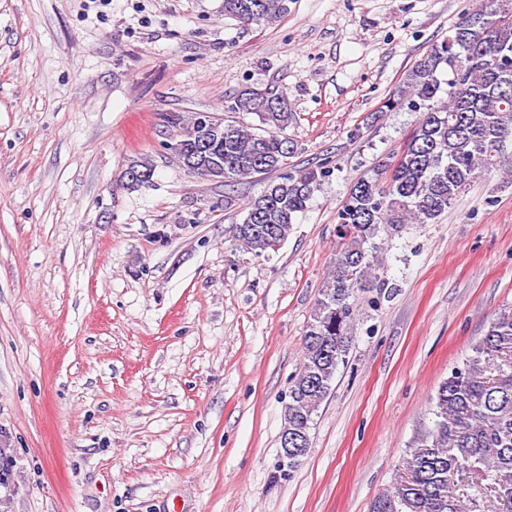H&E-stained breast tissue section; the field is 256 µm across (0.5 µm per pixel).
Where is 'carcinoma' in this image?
Returning a JSON list of instances; mask_svg holds the SVG:
<instances>
[{
    "mask_svg": "<svg viewBox=\"0 0 512 512\" xmlns=\"http://www.w3.org/2000/svg\"><path fill=\"white\" fill-rule=\"evenodd\" d=\"M288 0H224V14L248 26L273 25ZM448 74V97L442 79ZM419 118L390 160L359 178L338 214L336 251L304 335V357L289 390L288 431L310 448V429L345 362L357 291L378 279L375 238L401 233L409 224H433L477 178L512 173V0H485L462 13L448 36L417 60L379 107L402 108ZM254 113L263 132H249L213 115L208 153L224 159V185L278 171L294 153L285 135L295 116L286 94L244 87L224 107ZM199 113L172 117L175 140L189 153ZM318 169L284 173L246 204L232 238L259 256L284 243L296 215L320 182ZM433 427L420 435L405 459L407 477L391 494L399 512H512V310L495 316L463 366L432 398Z\"/></svg>",
    "mask_w": 512,
    "mask_h": 512,
    "instance_id": "obj_1",
    "label": "carcinoma"
}]
</instances>
